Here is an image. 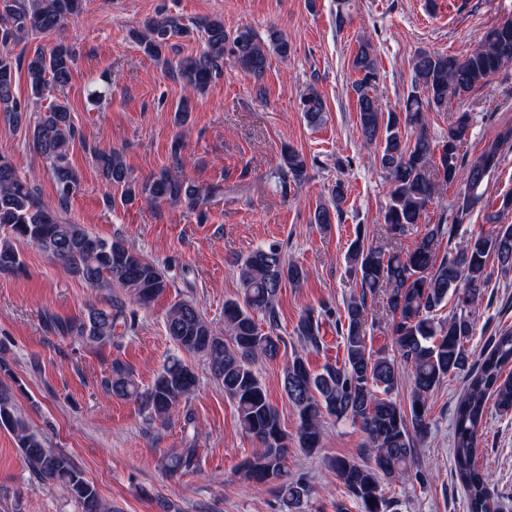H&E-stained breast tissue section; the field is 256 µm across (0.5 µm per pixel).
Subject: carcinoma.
Here are the masks:
<instances>
[{
	"mask_svg": "<svg viewBox=\"0 0 512 512\" xmlns=\"http://www.w3.org/2000/svg\"><path fill=\"white\" fill-rule=\"evenodd\" d=\"M82 9V0H0V112L19 126L27 121V105L14 94L15 76L26 74L31 94L39 98L48 83L67 84L74 55L59 43L46 51L37 47L16 54L11 45L28 38L53 33ZM204 38L194 56L174 61L163 58L175 49L174 38ZM150 59H164L168 72L184 88L202 93L229 62L255 78H261L270 55L288 57L291 46L275 30L266 36L253 29L225 28L220 17L203 18L189 26L173 14L144 20L131 31ZM512 63V20L488 29L479 45L462 56L420 50L412 59L414 87L401 111L380 108L375 85L377 66L372 46L361 43L352 68L361 75L353 84L357 97L359 131L367 144L380 145L378 164L388 183L382 214L388 238L410 244L404 250L385 251L364 243L356 235L347 250L350 274L361 293L344 304L336 318V332L343 343V360L310 368L307 358L296 354L285 363L280 376L288 402L297 413L295 438L282 428L280 415L255 371L259 360L274 361L284 343L278 330L277 305L284 284L298 286L307 277L305 269L286 260L276 245L261 246L236 261L240 281L237 298L224 302V330L217 331L191 299L173 301L165 313V329L177 347L200 358L210 375L236 408L240 429L255 439L260 451L244 460L239 473L248 482L274 487L288 512H301L310 496L302 479L288 477L285 468L288 445L295 442L312 456L322 447L325 418L349 420L366 436L359 458L337 457L332 466L337 479L359 501L364 512H397L396 502L383 493V483L412 476L416 442L430 429L429 398L451 373L465 375L466 387L453 418V458L456 478L466 490L469 512H491L489 475L478 469L475 451L485 429L487 403L503 412L512 411V328L491 336L477 359L465 343L474 334L473 309L482 301L491 277L487 259L496 256L500 272H512V224H497L488 234L470 235L439 256L436 245L453 239L473 206L482 198L479 190L498 164L500 144L512 140V128L503 129L495 143L464 164L458 148L468 139L472 115L457 113L448 126L443 144L427 132V112L440 110L486 83L501 67ZM302 112L311 124L322 121L324 99L314 86L301 96ZM79 136L69 107L53 104L35 122L31 143L34 152L48 164L59 193L55 209L35 195L28 176L0 155V272H20L23 261L14 242L22 241L61 264L68 273L96 288H119L140 306H148L171 287L167 271L145 258L123 238L104 239L91 234L61 213L78 189L69 150ZM106 180L122 190V197H135L149 204H183L204 215L218 186L203 189L179 172L167 169L138 182L130 175L117 150L96 154ZM278 183L299 185L308 176L307 159L294 148L282 152ZM465 185L455 205L453 222L447 215L426 225L414 235L427 215L437 181ZM348 185L338 180L330 188L329 202L319 205L313 223L329 225L342 213ZM385 299L391 317L394 350L374 352L367 345L368 296ZM453 299L455 311L446 319L437 312ZM135 312L120 300L93 307L78 321L55 323L58 333L106 345L133 330ZM321 320L304 313L294 335L302 344L320 348ZM197 374L180 358H170L152 384L142 390L124 366L115 364L103 381L109 396L140 402L146 422L168 420L181 404L194 395ZM410 388L409 408L392 399L399 387ZM0 429L9 431L28 470L43 482L64 488L81 512H112L96 488L84 477L69 455L50 448L21 416L12 396L0 390ZM196 449L166 455L165 472L176 477L194 466Z\"/></svg>",
	"mask_w": 512,
	"mask_h": 512,
	"instance_id": "cac0c4a2",
	"label": "carcinoma"
}]
</instances>
